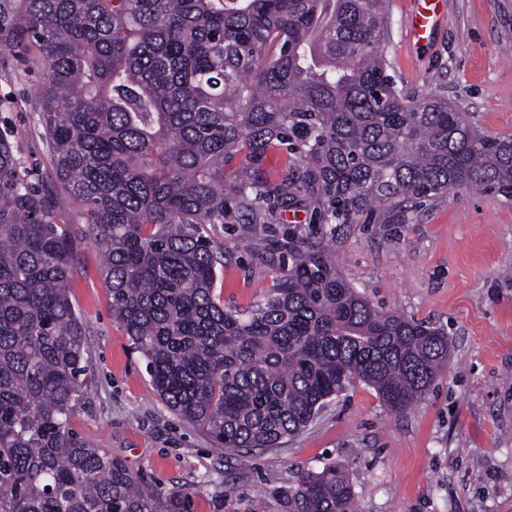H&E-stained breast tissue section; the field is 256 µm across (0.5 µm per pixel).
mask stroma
Wrapping results in <instances>:
<instances>
[{"mask_svg": "<svg viewBox=\"0 0 512 512\" xmlns=\"http://www.w3.org/2000/svg\"><path fill=\"white\" fill-rule=\"evenodd\" d=\"M446 2L445 25L419 51L405 30L410 0H387L390 73L407 90L443 92L482 130L512 135V0ZM36 55L28 40L0 49V132L73 237L70 299L86 326L85 397L72 418L80 436L159 492H192L193 512H282L275 489L330 462L348 471L361 512H512V206L452 190L394 223L366 225L336 250L345 278L375 305L448 332V365L414 409L393 414L357 383L280 447L221 450L160 400L112 319L101 255L54 181ZM203 233L230 253L225 305L259 301L278 274L253 254L263 233L248 224Z\"/></svg>", "mask_w": 512, "mask_h": 512, "instance_id": "35a3bbf8", "label": "stroma"}]
</instances>
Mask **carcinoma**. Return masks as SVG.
Segmentation results:
<instances>
[{"label":"carcinoma","instance_id":"1","mask_svg":"<svg viewBox=\"0 0 512 512\" xmlns=\"http://www.w3.org/2000/svg\"><path fill=\"white\" fill-rule=\"evenodd\" d=\"M0 0V49L26 37L56 184L83 207L112 318L162 401L215 447L276 448L356 382L409 411L447 366L442 327L375 307L336 244L452 189L512 204V136L388 73L385 0ZM287 155L276 174L270 154ZM306 226L261 247L282 276L226 308V247L205 224ZM68 226L0 133V512H192L71 418L85 324ZM284 512H358L345 468L276 490Z\"/></svg>","mask_w":512,"mask_h":512}]
</instances>
